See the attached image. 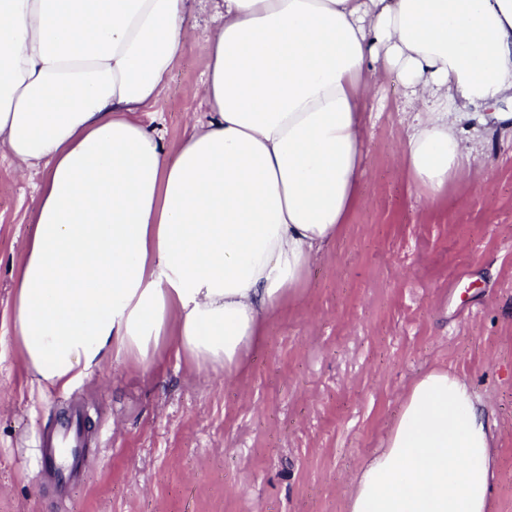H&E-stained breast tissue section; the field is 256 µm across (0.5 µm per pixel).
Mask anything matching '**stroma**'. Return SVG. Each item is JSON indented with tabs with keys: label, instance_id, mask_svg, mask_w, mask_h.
<instances>
[{
	"label": "stroma",
	"instance_id": "obj_1",
	"mask_svg": "<svg viewBox=\"0 0 512 512\" xmlns=\"http://www.w3.org/2000/svg\"><path fill=\"white\" fill-rule=\"evenodd\" d=\"M183 61L153 107L165 145L208 117L212 0H189ZM405 87L369 101L360 201L247 368L205 375L167 354L104 364L66 392L32 389L13 336L12 285L34 226V186L0 159V512H344L359 464L425 371L466 380L498 420L491 512H512V132L471 125L481 168L426 206L400 160ZM83 403L87 462L45 473L46 432Z\"/></svg>",
	"mask_w": 512,
	"mask_h": 512
}]
</instances>
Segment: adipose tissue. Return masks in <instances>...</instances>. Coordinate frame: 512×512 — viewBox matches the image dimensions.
<instances>
[{"label": "adipose tissue", "instance_id": "obj_1", "mask_svg": "<svg viewBox=\"0 0 512 512\" xmlns=\"http://www.w3.org/2000/svg\"><path fill=\"white\" fill-rule=\"evenodd\" d=\"M187 0H0V157L44 172L13 285L31 385L166 351L242 372L359 200L367 104L419 107L401 161L427 204L478 164L470 107L512 95V0H222L207 123L142 120L182 60ZM498 423L443 367L417 378L345 512H489Z\"/></svg>", "mask_w": 512, "mask_h": 512}]
</instances>
